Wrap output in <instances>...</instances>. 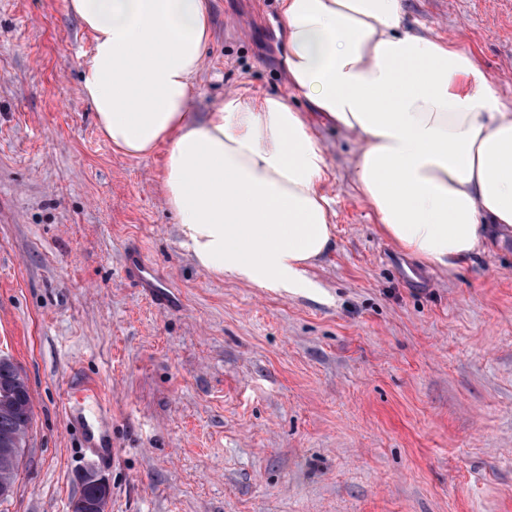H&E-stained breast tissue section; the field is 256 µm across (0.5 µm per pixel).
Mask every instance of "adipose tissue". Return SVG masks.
Listing matches in <instances>:
<instances>
[{
	"mask_svg": "<svg viewBox=\"0 0 512 512\" xmlns=\"http://www.w3.org/2000/svg\"><path fill=\"white\" fill-rule=\"evenodd\" d=\"M92 38L81 93L114 149L166 147L161 189L197 263L301 287L334 245L328 163L305 113L236 91L191 110L209 0H69ZM402 0H278L293 90L359 140L352 179L400 250L453 269L512 230V107L454 40L402 31Z\"/></svg>",
	"mask_w": 512,
	"mask_h": 512,
	"instance_id": "ef3b65f1",
	"label": "adipose tissue"
}]
</instances>
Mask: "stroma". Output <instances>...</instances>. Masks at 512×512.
Wrapping results in <instances>:
<instances>
[{"label": "stroma", "mask_w": 512, "mask_h": 512, "mask_svg": "<svg viewBox=\"0 0 512 512\" xmlns=\"http://www.w3.org/2000/svg\"><path fill=\"white\" fill-rule=\"evenodd\" d=\"M193 103L286 97L277 0H210ZM402 28L454 39L512 102L505 0H403ZM89 34L67 0H0V357L33 400L0 512H71L81 475L108 512H512V232L457 269L385 237L352 181L354 135L310 118L334 246L304 287L199 267L161 192L81 96ZM137 249L182 296L124 273ZM126 273L158 309L168 310L181 306L179 293L161 280L156 268L148 264L140 252L128 254ZM86 480L92 482L98 488L97 498L94 502L76 500L73 503V512H107L111 494L109 482L104 476L94 469L87 470L84 474Z\"/></svg>", "instance_id": "stroma-1"}]
</instances>
